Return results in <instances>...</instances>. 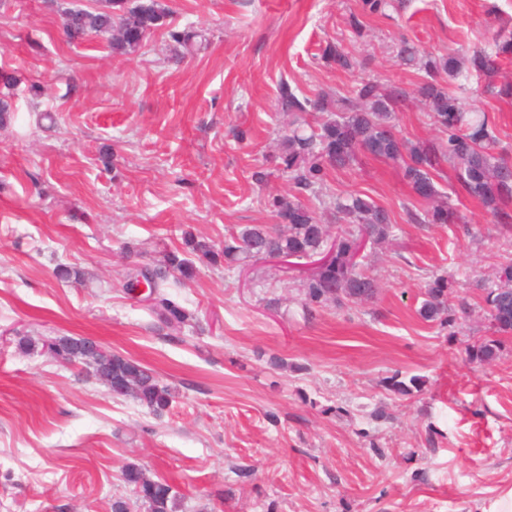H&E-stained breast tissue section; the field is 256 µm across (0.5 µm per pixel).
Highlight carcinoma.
Here are the masks:
<instances>
[{
    "mask_svg": "<svg viewBox=\"0 0 512 512\" xmlns=\"http://www.w3.org/2000/svg\"><path fill=\"white\" fill-rule=\"evenodd\" d=\"M404 2L361 0V12H352L346 19L347 31L355 40L363 38V16L398 12ZM170 13L166 0H100L92 10L64 9L62 29L70 42L109 34L112 53L130 55L165 27L170 41L179 47L174 55L178 63L206 44H194V39L204 35L192 27L178 30L166 26ZM396 57L420 75L414 89L384 87L373 79H361L352 96L332 99L326 94L311 98L282 83L278 108L291 117V123L273 160L276 170L288 178L289 192L268 198L267 206L277 223L252 224L227 233L219 248L189 231L184 233L181 247L159 252L155 265L141 277L153 284L150 310L160 323L179 327L191 319L165 288L171 276L183 284L194 281L197 259L231 268L274 254L305 259L323 249L329 241L328 230L309 200L319 196L329 171L344 169L361 155L400 166L420 204L406 208L411 224H455L461 220L437 186L436 178L445 165L453 171L457 191L481 203L490 223L512 224V158L494 134L495 117L466 105L458 94L474 77L485 81L487 90L498 98L512 100L511 81L498 87L494 83L502 66L512 63V31L472 50L465 63L455 56L422 53L406 40L396 44ZM322 58L345 73L357 68L356 57L338 42L327 43ZM453 81L458 83L456 91L448 88ZM412 98L427 105L437 131L435 139L413 141L395 132V112ZM334 208L357 229L337 234L332 260L301 279L300 291L310 316L329 304L344 308L375 298L377 281L352 262L353 248L360 240L367 244L385 240L394 228L389 212L359 193L336 201ZM449 295L448 280L436 278L419 309L422 319L448 323ZM485 303L495 332L512 335V250L499 263L497 287L487 291ZM62 341L61 337L48 339L42 349L59 361L69 362L79 351L77 339H71L68 347L61 345ZM497 347L496 339L478 340L468 348L469 361H489ZM108 375L112 376L114 398L131 399L155 414L167 411L174 401L173 390L132 357L112 353ZM122 479L146 512H180L181 497L167 481L148 477L135 464L123 467Z\"/></svg>",
    "mask_w": 512,
    "mask_h": 512,
    "instance_id": "carcinoma-1",
    "label": "carcinoma"
}]
</instances>
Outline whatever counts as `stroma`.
<instances>
[{
    "label": "stroma",
    "instance_id": "obj_1",
    "mask_svg": "<svg viewBox=\"0 0 512 512\" xmlns=\"http://www.w3.org/2000/svg\"><path fill=\"white\" fill-rule=\"evenodd\" d=\"M168 4L170 25L210 39L178 65L161 31L128 57L104 37L66 41L61 8L95 0H0V72L15 79L0 95L16 106L0 126V512H112L117 495L145 512L120 479L128 463L175 486L182 512H481L512 488V335L481 365L467 349L491 333L485 296L512 234L454 194L452 172L438 187L460 224L408 223L398 165L362 156L328 174L317 212L331 233L336 198L353 192L397 226L364 251L372 303L308 317L297 270L204 264L171 291L191 320L162 330L122 285L183 231L219 245L272 223L266 201L288 181L252 173L287 129L280 83L308 96L350 95L360 78L410 87L392 39L463 57L512 28V0H406L365 17L358 41L345 20L360 0ZM331 40L356 73L322 59ZM60 264L83 282L56 279ZM440 276L470 305L444 329L418 314ZM23 335L95 338L176 398L154 415L82 366L20 352ZM397 373L419 387L391 391Z\"/></svg>",
    "mask_w": 512,
    "mask_h": 512
}]
</instances>
